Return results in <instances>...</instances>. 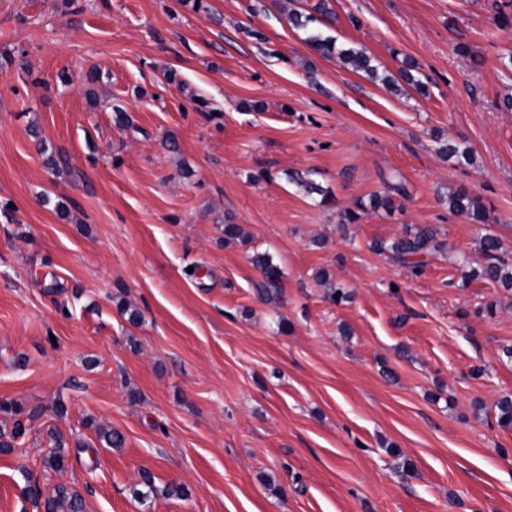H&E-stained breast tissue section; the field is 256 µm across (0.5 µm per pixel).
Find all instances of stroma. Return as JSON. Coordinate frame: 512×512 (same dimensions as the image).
<instances>
[{"mask_svg":"<svg viewBox=\"0 0 512 512\" xmlns=\"http://www.w3.org/2000/svg\"><path fill=\"white\" fill-rule=\"evenodd\" d=\"M330 6L314 30L378 79L315 52L278 0H0V402L39 413L0 452V512H35L32 480L85 512H512V290L478 248L490 233L512 258V0ZM408 60L426 93L382 84ZM306 172L328 202L291 182ZM395 183L392 212L343 223ZM420 225L438 246L418 274L375 250ZM448 208L454 213L466 214L473 220H484V210L479 198L460 193H452L448 195ZM254 260L262 270L264 276V281L260 284V292L268 300L275 298L280 289L281 271L279 267L268 254L257 253Z\"/></svg>","mask_w":512,"mask_h":512,"instance_id":"35a3bbf8","label":"stroma"}]
</instances>
